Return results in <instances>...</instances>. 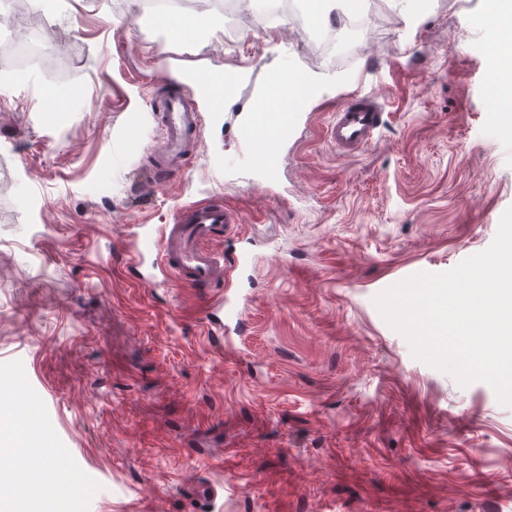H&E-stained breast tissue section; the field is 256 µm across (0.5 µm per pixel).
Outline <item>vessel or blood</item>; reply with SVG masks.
Wrapping results in <instances>:
<instances>
[{
	"label": "vessel or blood",
	"instance_id": "b4317fda",
	"mask_svg": "<svg viewBox=\"0 0 512 512\" xmlns=\"http://www.w3.org/2000/svg\"><path fill=\"white\" fill-rule=\"evenodd\" d=\"M224 103L223 87L205 75L181 82L178 90L162 96L156 115L160 145L153 151L157 173H168L183 164L187 153L202 142L208 107ZM270 119L265 112L248 113L238 128L241 148L256 151L258 136ZM382 124L377 98L358 90L341 97L325 136L339 155L351 157L375 140ZM239 222L237 214L214 203L175 206L172 223L136 225L126 248L127 263L142 286L208 292V325L231 334L242 323L239 295L232 280L235 270L248 264L249 255L239 252L230 263L214 244L225 241Z\"/></svg>",
	"mask_w": 512,
	"mask_h": 512
}]
</instances>
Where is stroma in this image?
<instances>
[{"label":"stroma","instance_id":"stroma-1","mask_svg":"<svg viewBox=\"0 0 512 512\" xmlns=\"http://www.w3.org/2000/svg\"><path fill=\"white\" fill-rule=\"evenodd\" d=\"M359 26L289 0L276 18L224 0L204 40L151 0L0 6V48L38 30L26 68L0 57V424L37 466L0 456V499L28 512H512V406L413 357L373 303L493 241L512 206V32L486 0H359ZM237 75L184 172L158 182L153 84ZM307 82L300 120L255 169L228 135L271 71ZM384 105L376 140L336 153L324 98ZM242 216L225 254L243 330L207 333L191 288H144L133 225L175 204Z\"/></svg>","mask_w":512,"mask_h":512}]
</instances>
